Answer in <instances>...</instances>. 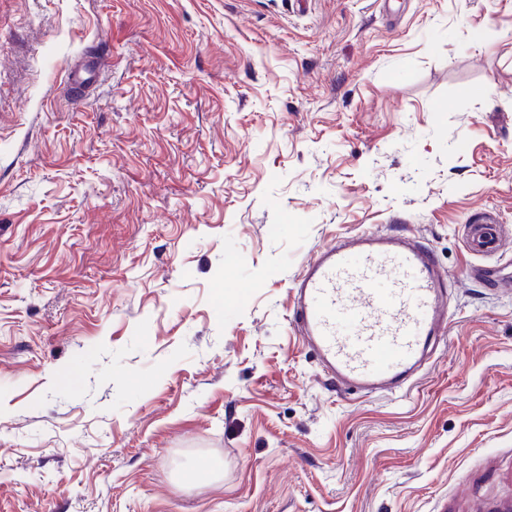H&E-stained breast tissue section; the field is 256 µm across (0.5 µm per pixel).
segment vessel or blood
Segmentation results:
<instances>
[{"instance_id":"b4317fda","label":"vessel or blood","mask_w":512,"mask_h":512,"mask_svg":"<svg viewBox=\"0 0 512 512\" xmlns=\"http://www.w3.org/2000/svg\"><path fill=\"white\" fill-rule=\"evenodd\" d=\"M512 244L496 214L466 226L476 254ZM448 275L409 236L360 233L317 250L294 286V321L325 375L365 394L396 390L448 324Z\"/></svg>"}]
</instances>
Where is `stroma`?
Listing matches in <instances>:
<instances>
[{
  "mask_svg": "<svg viewBox=\"0 0 512 512\" xmlns=\"http://www.w3.org/2000/svg\"><path fill=\"white\" fill-rule=\"evenodd\" d=\"M483 208L512 228V0H0V512H502ZM371 230L453 287L410 387L367 397L292 288ZM502 228L494 212L480 211L466 225L467 248L475 254L502 252L512 241Z\"/></svg>",
  "mask_w": 512,
  "mask_h": 512,
  "instance_id": "35a3bbf8",
  "label": "stroma"
}]
</instances>
